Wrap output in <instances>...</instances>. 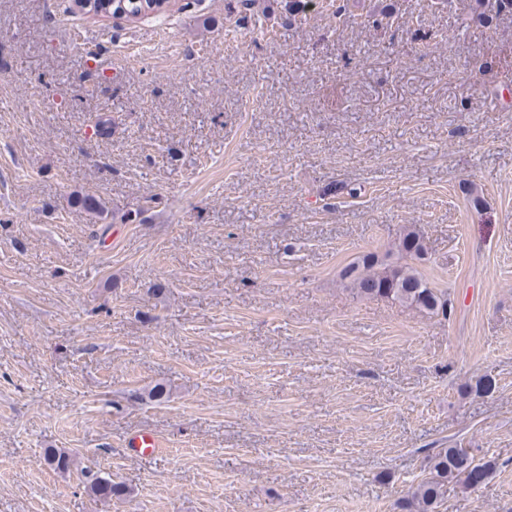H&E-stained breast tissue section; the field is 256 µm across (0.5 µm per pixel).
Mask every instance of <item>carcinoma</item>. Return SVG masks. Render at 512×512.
<instances>
[{
    "label": "carcinoma",
    "instance_id": "cac0c4a2",
    "mask_svg": "<svg viewBox=\"0 0 512 512\" xmlns=\"http://www.w3.org/2000/svg\"><path fill=\"white\" fill-rule=\"evenodd\" d=\"M95 7L86 8L84 0H74L82 12L95 16L112 11V0H93ZM401 257L420 259L426 254L422 233L411 226L405 229L395 245ZM343 280L357 293L370 298H385L414 306L430 314L448 315V298L431 288L419 271L408 263L391 262L388 257L364 254L350 262L341 272ZM44 461L58 471L69 468L71 459L63 451L48 449ZM430 477L412 488L406 500L407 512H438L448 483L462 482L476 486L483 482L490 464L480 463L465 448H440L427 458ZM89 493L103 500L120 499L128 494L126 486L107 479H97Z\"/></svg>",
    "mask_w": 512,
    "mask_h": 512
}]
</instances>
